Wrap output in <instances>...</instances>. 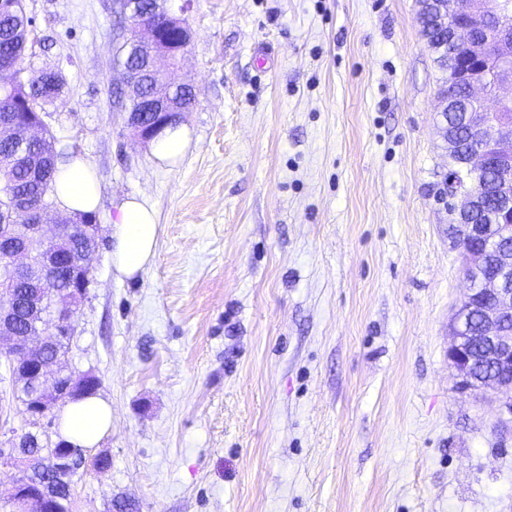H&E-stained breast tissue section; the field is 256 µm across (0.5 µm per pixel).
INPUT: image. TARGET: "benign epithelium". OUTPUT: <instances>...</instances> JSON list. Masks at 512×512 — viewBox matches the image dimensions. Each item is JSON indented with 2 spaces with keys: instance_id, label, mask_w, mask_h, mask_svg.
Listing matches in <instances>:
<instances>
[{
  "instance_id": "obj_1",
  "label": "benign epithelium",
  "mask_w": 512,
  "mask_h": 512,
  "mask_svg": "<svg viewBox=\"0 0 512 512\" xmlns=\"http://www.w3.org/2000/svg\"><path fill=\"white\" fill-rule=\"evenodd\" d=\"M178 12H164V24L156 26L150 15L140 17L136 33L126 32L133 40L127 58L121 66L123 85H130L149 73L156 80L154 93L147 97L141 112L130 113V122L138 127L141 137L149 139L166 125L179 121V113L190 104L175 98L157 73L160 56L177 59L190 43L192 32L183 14L189 0H180ZM448 15L444 29L448 41L464 43L462 62L448 68V79L461 80L468 98L464 100V123L478 134V144L472 160L461 179L448 180V191L439 202L452 209L455 227L465 240L463 253L467 289L464 300L480 309L484 336L478 343L463 336L466 328L453 321L456 333L448 347V363L455 371L460 392L482 393V398L498 404L496 426L504 431L512 427V380L499 384L482 382L474 375L475 353L486 352L489 359L512 374V249L505 243L512 240V95L500 91L512 86V48L504 44L512 34L504 30L512 19V0H447L442 4ZM500 47L497 62H486L489 45ZM482 89L492 94L493 106L488 107L474 96ZM33 142L53 143L52 133L39 117L23 124L15 115L0 117V145L18 158L19 150ZM6 202L0 205V339L23 355L35 353L39 340L30 336L21 342L14 336L9 321L17 307L15 288L26 277L37 278L42 272L60 266L64 253L60 249L61 230L66 225L94 224L93 217H51L52 205L42 199L27 210L26 233L21 235L13 224L16 211L26 205V199L5 192ZM85 276L66 290L65 302L59 304L51 317L52 338L69 331L73 315L85 298L93 280L89 260H84ZM46 404H24L26 423L32 429L43 425ZM32 461L23 459L15 447L0 448V466L20 468Z\"/></svg>"
}]
</instances>
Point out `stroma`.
Listing matches in <instances>:
<instances>
[{"mask_svg":"<svg viewBox=\"0 0 512 512\" xmlns=\"http://www.w3.org/2000/svg\"><path fill=\"white\" fill-rule=\"evenodd\" d=\"M26 5L25 67L67 79L44 120L100 191L66 363L112 427L73 512H512V434L447 358L467 283L416 0H192L173 164L112 108V0ZM133 196L159 233L130 280L111 242ZM24 419L0 365V446ZM190 132L185 126L177 125L169 128L156 140L150 142L151 152L155 159L169 161L182 157L190 147Z\"/></svg>","mask_w":512,"mask_h":512,"instance_id":"1","label":"stroma"}]
</instances>
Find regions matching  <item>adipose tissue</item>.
Segmentation results:
<instances>
[{
  "mask_svg": "<svg viewBox=\"0 0 512 512\" xmlns=\"http://www.w3.org/2000/svg\"><path fill=\"white\" fill-rule=\"evenodd\" d=\"M56 196L70 211L92 213L98 204V188L89 166L76 158L59 168ZM115 225L112 261L118 274L137 278L152 262L158 238L154 212L143 202L129 198L119 208ZM112 425V411L100 396L91 395L66 405L60 419V435L79 448L97 445Z\"/></svg>",
  "mask_w": 512,
  "mask_h": 512,
  "instance_id": "ef3b65f1",
  "label": "adipose tissue"
}]
</instances>
